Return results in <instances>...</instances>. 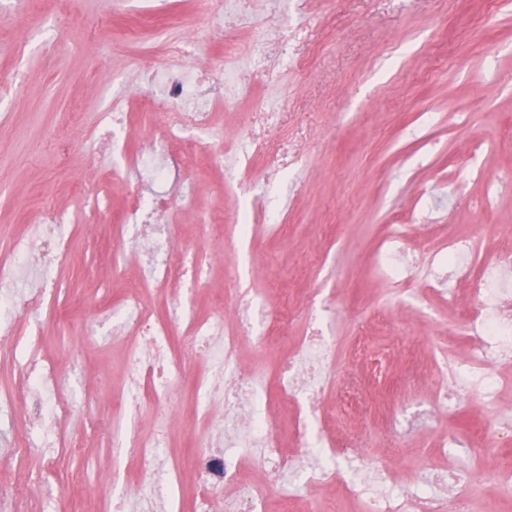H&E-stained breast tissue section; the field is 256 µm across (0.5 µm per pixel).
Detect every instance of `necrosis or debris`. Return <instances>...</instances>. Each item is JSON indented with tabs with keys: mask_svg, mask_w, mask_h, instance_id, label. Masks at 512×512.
<instances>
[{
	"mask_svg": "<svg viewBox=\"0 0 512 512\" xmlns=\"http://www.w3.org/2000/svg\"><path fill=\"white\" fill-rule=\"evenodd\" d=\"M210 20L200 28L170 39L162 46L147 42L140 29L129 31L127 42L140 47L138 71L142 80L160 87V109L139 112L131 91L113 97L101 116L105 135L112 144V163L124 176L129 203L121 222L90 224L87 235L117 242L134 240L129 251H113L112 276L137 269L133 285L113 291L102 287L101 307L115 316L112 333L124 337L130 373L120 394L109 397L113 419L123 429L113 431L114 448L137 465L136 474L121 479L119 488L104 494L97 512H269L271 499L293 505L294 512H321L312 490L343 484L363 506V512H471L481 485L494 484L503 498L512 497V462L500 461L494 469L470 466L454 452L456 435H443L444 450L437 464L419 469L405 487L386 467L364 457L361 449L331 451L324 462L296 468L282 446L275 420L276 408L299 404L295 428L307 437L315 416L331 388L333 348L319 325L306 335L289 337L293 313L287 301L271 304L268 290L243 295L234 303L215 300L213 310L192 308L160 312L148 298H163L181 284L182 272L201 281L210 278L209 258H187L175 249L178 226L175 209L193 205L194 190L180 180L183 158L171 144H189L190 154L203 166L223 171L226 179L251 177L254 160L279 159L284 145L268 130L282 115L269 109L248 115V132L216 133L215 117L230 100L246 96L248 85L236 81L237 57L220 54L205 64L197 63L193 45L223 36L226 26L241 27L251 18V0H210ZM138 124L145 142L130 149L126 131ZM68 214L40 211L29 230L0 252V310L31 315L55 309L57 280L41 281L24 292L6 284L29 275L27 263L41 253L44 264L63 257L69 235L59 225ZM378 276L389 287L410 295L417 275H424L427 291L452 299L456 281H467L475 307L463 327L469 340L465 359L448 363V373L429 377L415 364L407 366L408 380L426 385L431 412L450 410L452 394H460L494 408L504 385L497 368L512 360V238L504 237L492 260L476 253L471 237H451L418 251L410 228L388 225L373 255ZM253 337L266 351L278 350L292 340V352L281 358L274 376L243 368L240 351L245 337ZM24 362L19 381L5 401L21 409L40 431L52 456L40 472L19 471L14 479L0 482V502L17 507L30 495L35 482L49 478L57 459L76 454L87 446L94 403L82 407L68 400L63 388L46 395L44 385L59 378L58 365L31 352L16 329L0 332V362ZM195 366L186 376L187 366ZM189 383L194 398L188 406L200 430L191 438L188 455L166 453L168 436L157 427L143 432L137 425L143 406L163 410L175 384ZM296 472L304 495L288 488L289 472Z\"/></svg>",
	"mask_w": 512,
	"mask_h": 512,
	"instance_id": "4bbe7bcc",
	"label": "necrosis or debris"
}]
</instances>
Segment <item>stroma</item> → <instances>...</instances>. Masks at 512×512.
Returning <instances> with one entry per match:
<instances>
[{"mask_svg": "<svg viewBox=\"0 0 512 512\" xmlns=\"http://www.w3.org/2000/svg\"><path fill=\"white\" fill-rule=\"evenodd\" d=\"M136 6V0H5L0 6V75L14 83L0 96V246L45 207L81 220L83 202L74 188L91 164L100 167L108 202L93 222L119 219L127 190L93 140L113 91L137 79V47L89 36L86 24L94 19L123 33ZM486 8V0H256L265 28L228 29L223 41L197 46L205 60L223 47L242 50L270 37L279 24L300 27L292 40L273 46L281 62L277 84L249 75V96L223 107L216 121L224 129L279 96L287 165L257 161L261 179L255 183L225 182L219 170L186 173L195 203L180 218L183 247L208 249L203 224L223 212L248 211L255 194H263L270 209L288 210L286 237L258 243L225 238L197 297L200 310H208L212 298L231 301L270 279L299 307L302 284L281 273L321 252V228L332 224L335 247L311 285L329 306L323 324L335 340L337 379L366 382L379 405L386 380L400 379L402 359L373 372L355 358L366 336L381 345L396 338L410 344L436 375L446 356L467 353L461 337L473 301L467 287L450 303L424 294L419 280L418 297L406 300L377 278L369 258L389 224L434 225L432 236L416 237L419 247L451 233L477 235L485 257L494 254L503 225H512V6L488 21ZM101 70L112 73L113 88L99 85ZM103 260L100 243L78 236L59 272L70 300L91 318L100 314L93 277ZM15 326L59 365H68V352L80 348L81 370L64 381L70 398L85 400L103 384L117 388L126 379L121 340L103 343L48 314L18 317ZM495 423V411L476 407L415 427L378 416L348 418L326 407L309 437L340 447L358 441L382 446L380 462L402 474L435 452L440 432H455L465 456L468 443ZM20 432L17 412L1 408L0 476L39 467L37 438L22 455L10 454ZM125 467L113 457L107 434L63 464V473L84 475L82 486L54 481L42 484L37 496L45 512H93L102 493L99 475Z\"/></svg>", "mask_w": 512, "mask_h": 512, "instance_id": "35a3bbf8", "label": "stroma"}]
</instances>
